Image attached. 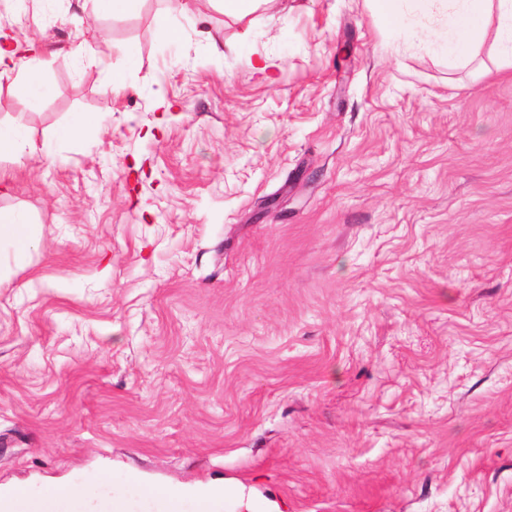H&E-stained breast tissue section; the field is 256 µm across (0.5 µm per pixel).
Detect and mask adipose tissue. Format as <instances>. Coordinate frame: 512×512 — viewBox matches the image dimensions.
Listing matches in <instances>:
<instances>
[{
	"instance_id": "ef3b65f1",
	"label": "adipose tissue",
	"mask_w": 512,
	"mask_h": 512,
	"mask_svg": "<svg viewBox=\"0 0 512 512\" xmlns=\"http://www.w3.org/2000/svg\"><path fill=\"white\" fill-rule=\"evenodd\" d=\"M383 22L402 31L408 20H429L433 45L453 63L471 59L473 47L484 38L489 14H496L494 42L499 53L512 58V0H374ZM22 72L27 90L45 96L49 85L42 77V47L38 38L0 42V73Z\"/></svg>"
}]
</instances>
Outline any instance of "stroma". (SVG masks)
Listing matches in <instances>:
<instances>
[{
  "mask_svg": "<svg viewBox=\"0 0 512 512\" xmlns=\"http://www.w3.org/2000/svg\"><path fill=\"white\" fill-rule=\"evenodd\" d=\"M178 24L180 41L161 39ZM0 494L232 480L281 512H512V61L372 0H0ZM97 59L75 54L78 43ZM273 60L271 79L255 74ZM125 87L113 90V74ZM81 112L101 124L49 137ZM274 0H219L224 16L240 20L254 14ZM42 55L40 39L36 37L4 39L0 42V73L18 68L27 90L34 96H46L51 89L42 77ZM39 151L36 144L29 141L18 129H4L0 127V160L14 159L25 153ZM5 240L14 249L15 256L22 258L34 243L32 224L17 212L0 211V242Z\"/></svg>",
  "mask_w": 512,
  "mask_h": 512,
  "instance_id": "1",
  "label": "stroma"
}]
</instances>
